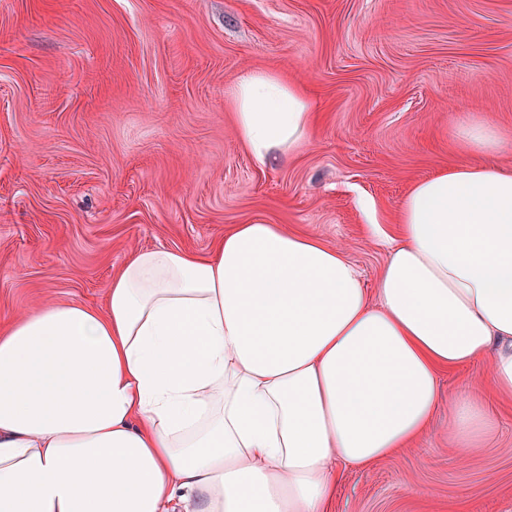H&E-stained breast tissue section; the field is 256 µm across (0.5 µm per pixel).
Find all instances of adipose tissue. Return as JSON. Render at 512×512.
<instances>
[{
    "label": "adipose tissue",
    "mask_w": 512,
    "mask_h": 512,
    "mask_svg": "<svg viewBox=\"0 0 512 512\" xmlns=\"http://www.w3.org/2000/svg\"><path fill=\"white\" fill-rule=\"evenodd\" d=\"M257 160L320 116L280 72L230 90ZM475 162L412 184L376 288L340 247L238 224L205 257L132 252L104 309L44 302L0 328V512H329L337 464L412 444L439 371L476 360L512 396V133L463 126ZM453 409L465 460L492 428Z\"/></svg>",
    "instance_id": "adipose-tissue-1"
}]
</instances>
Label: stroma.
Returning a JSON list of instances; mask_svg holds the SVG:
<instances>
[{
	"mask_svg": "<svg viewBox=\"0 0 512 512\" xmlns=\"http://www.w3.org/2000/svg\"><path fill=\"white\" fill-rule=\"evenodd\" d=\"M303 85L321 128L281 162L239 139L249 70ZM512 131V0H0V321L45 301L100 307L133 249L208 254L237 224L344 248L375 288L409 186L465 162L460 127ZM484 363L439 374L410 447L341 468L330 512H512V399L466 462L447 402ZM411 481L414 491L403 488Z\"/></svg>",
	"mask_w": 512,
	"mask_h": 512,
	"instance_id": "1",
	"label": "stroma"
}]
</instances>
